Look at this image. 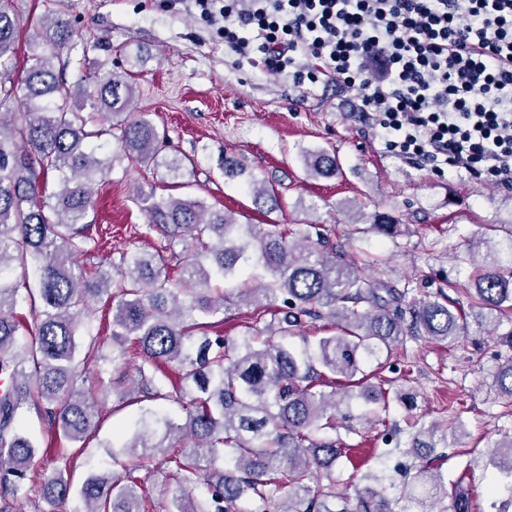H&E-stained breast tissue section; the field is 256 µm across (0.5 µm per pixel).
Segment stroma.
Masks as SVG:
<instances>
[{"instance_id":"stroma-1","label":"stroma","mask_w":512,"mask_h":512,"mask_svg":"<svg viewBox=\"0 0 512 512\" xmlns=\"http://www.w3.org/2000/svg\"><path fill=\"white\" fill-rule=\"evenodd\" d=\"M21 18L13 63L23 69L43 19L60 15L79 34L73 50L62 53L68 82L94 68L130 76L138 111L150 113L165 140L161 154L183 161L173 178L162 167L114 166L96 195L90 218L105 228V248L80 258L91 268L141 251L172 258L182 245L162 232L147 230L136 190L203 202L210 210L234 213L243 224H278L297 232L316 224L331 240L354 253L378 258L373 275L418 298L443 291L465 312L468 337L455 345L406 339L391 354L361 361L369 383L391 381L414 387L416 406L394 404L380 416L363 399H341L336 435L352 453L334 470L336 490L353 494L366 473L391 474L389 495L395 512L404 507L396 486L402 464L412 456L387 451L381 441L385 423L423 426L455 424L457 435L435 449L431 466L447 488L463 485L474 512H498L507 498V477L491 462L493 444L512 435V398L494 387L492 374L512 355L496 334L481 331L480 309L470 306L472 273L464 264L473 241L481 254L512 258V188L477 180L432 174L422 162L385 153L375 142L361 101L336 79L319 78L300 92L292 70L272 72L259 54L238 55L224 48V25L201 16L195 0H13ZM335 153L340 172L331 178L308 177L307 153ZM231 156L243 174L224 178L219 164ZM274 190L278 207L268 212L254 203L251 180ZM389 215L392 235L357 233L353 208ZM275 302L263 319L240 305L215 321L212 334L238 338L253 334L260 321H273L282 309ZM117 394L102 400L99 430L85 453L98 471L117 474L109 445L114 431L130 428L137 407L118 409ZM139 497L148 512H168L176 487L164 456L140 459Z\"/></svg>"}]
</instances>
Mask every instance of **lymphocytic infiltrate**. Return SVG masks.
Listing matches in <instances>:
<instances>
[{"label": "lymphocytic infiltrate", "mask_w": 512, "mask_h": 512, "mask_svg": "<svg viewBox=\"0 0 512 512\" xmlns=\"http://www.w3.org/2000/svg\"><path fill=\"white\" fill-rule=\"evenodd\" d=\"M219 14L231 52L249 51L251 26L296 85L342 80L388 151L512 187V0H233Z\"/></svg>", "instance_id": "obj_1"}]
</instances>
